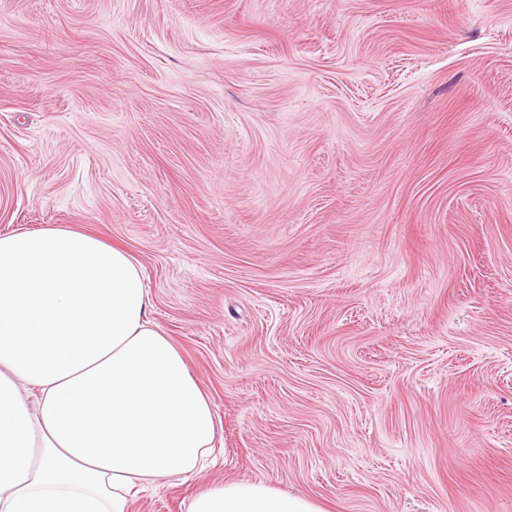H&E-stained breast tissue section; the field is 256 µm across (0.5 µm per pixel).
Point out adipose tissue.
I'll use <instances>...</instances> for the list:
<instances>
[{"label":"adipose tissue","mask_w":512,"mask_h":512,"mask_svg":"<svg viewBox=\"0 0 512 512\" xmlns=\"http://www.w3.org/2000/svg\"><path fill=\"white\" fill-rule=\"evenodd\" d=\"M140 263L65 225L0 235V512H129L136 489L199 472L217 415L150 316ZM188 512H325L257 481Z\"/></svg>","instance_id":"obj_1"}]
</instances>
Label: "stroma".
Returning <instances> with one entry per match:
<instances>
[{
    "label": "stroma",
    "instance_id": "obj_1",
    "mask_svg": "<svg viewBox=\"0 0 512 512\" xmlns=\"http://www.w3.org/2000/svg\"><path fill=\"white\" fill-rule=\"evenodd\" d=\"M141 264L194 476L512 512V0H0V235Z\"/></svg>",
    "mask_w": 512,
    "mask_h": 512
}]
</instances>
